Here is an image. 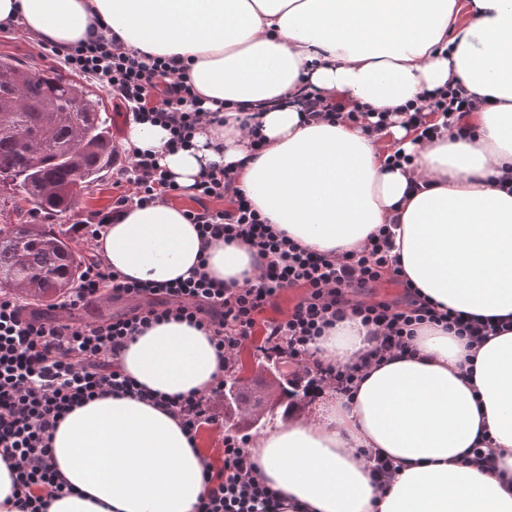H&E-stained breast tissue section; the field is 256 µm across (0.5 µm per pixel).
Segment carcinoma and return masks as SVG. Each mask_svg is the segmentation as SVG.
Listing matches in <instances>:
<instances>
[{
  "instance_id": "cac0c4a2",
  "label": "carcinoma",
  "mask_w": 512,
  "mask_h": 512,
  "mask_svg": "<svg viewBox=\"0 0 512 512\" xmlns=\"http://www.w3.org/2000/svg\"><path fill=\"white\" fill-rule=\"evenodd\" d=\"M117 158L99 96L59 73L32 78L0 58V281L24 282L39 305L52 307L75 285L84 257L60 224H29L33 212L56 216L99 185ZM31 204L27 209L24 204Z\"/></svg>"
}]
</instances>
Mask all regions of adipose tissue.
I'll return each instance as SVG.
<instances>
[{
    "label": "adipose tissue",
    "instance_id": "adipose-tissue-1",
    "mask_svg": "<svg viewBox=\"0 0 512 512\" xmlns=\"http://www.w3.org/2000/svg\"><path fill=\"white\" fill-rule=\"evenodd\" d=\"M67 45L109 31L128 51L183 65L205 111L193 145L166 150L168 129L129 123L122 143L156 153L182 188L213 165L268 223L308 251L340 257L390 232L402 279L455 311L512 321V0H0V27ZM460 83L483 99L453 131L417 141L408 106ZM387 115L305 120L308 90ZM263 146L252 150L254 135ZM407 164H392L396 151ZM128 280L169 283L205 265L224 287L256 281L240 241L204 243L168 199L123 209L96 242ZM352 312L308 345L351 364L374 349ZM412 354L370 365L354 392L309 391L284 406L249 452L281 512H512V330L480 346L437 326ZM138 385L174 397L224 377L210 336L184 321L154 325L120 360ZM490 465L470 462L472 449ZM401 468L380 490L367 451ZM72 494L48 512H194L208 458L173 414L131 396L74 408L52 437Z\"/></svg>",
    "mask_w": 512,
    "mask_h": 512
}]
</instances>
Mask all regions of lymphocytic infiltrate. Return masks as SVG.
<instances>
[{"instance_id": "lymphocytic-infiltrate-1", "label": "lymphocytic infiltrate", "mask_w": 512, "mask_h": 512, "mask_svg": "<svg viewBox=\"0 0 512 512\" xmlns=\"http://www.w3.org/2000/svg\"><path fill=\"white\" fill-rule=\"evenodd\" d=\"M49 55L65 71L98 83L120 100L128 120L165 124L171 133L169 148L191 146L201 112L193 106L192 86L174 64L144 60L105 34L66 48L50 47ZM480 107V100L457 83L430 99L424 112L446 115L463 137L468 129L460 125V118ZM234 181L233 172L223 167L202 173L191 193L201 207L187 210L186 215L190 223L199 225L204 241L247 242L265 261L256 284L226 288L201 270L164 285L127 282L96 254L84 266L78 287L60 299L57 314L30 312L19 294L0 289V459L16 473L12 495L16 512H47L52 500L69 493L50 442L76 405L131 394L173 413L192 440L203 427L217 424L212 402L223 397V383H216L206 395L171 398L138 387L123 373L121 351L153 324L174 318L204 330L228 371L246 341L260 336L261 352L275 354L292 372L309 377L311 384L327 383L345 394L352 391L370 359L411 350L420 326L442 325L473 343L490 332V324L411 298L353 299L355 289L392 275L387 236H374L360 253L342 258L309 253L267 224L237 192ZM114 184L131 188L114 200L117 212L135 203L179 195L167 170L149 152L130 157L116 171ZM289 288L302 289V297L281 316L266 317V309L276 307L282 291ZM122 298L129 299L131 306L119 316L94 323L75 316L76 310L93 303ZM347 310L380 334L370 358L349 365L309 360L308 343ZM246 445V438L225 436L223 464L217 470L206 467V492L196 512H266L275 503L277 495L258 472Z\"/></svg>"}]
</instances>
